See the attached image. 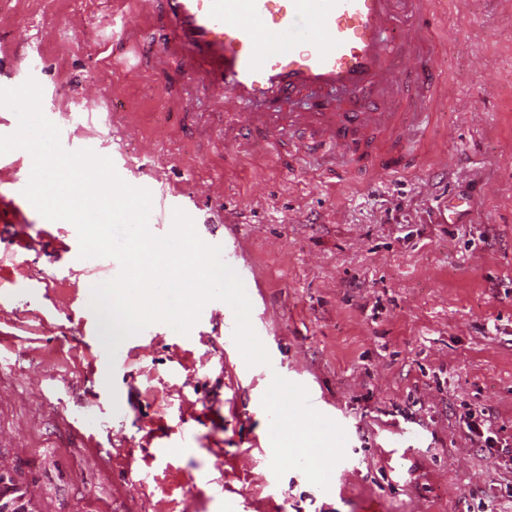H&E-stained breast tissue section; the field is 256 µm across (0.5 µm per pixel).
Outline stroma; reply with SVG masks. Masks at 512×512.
Instances as JSON below:
<instances>
[{
  "label": "stroma",
  "mask_w": 512,
  "mask_h": 512,
  "mask_svg": "<svg viewBox=\"0 0 512 512\" xmlns=\"http://www.w3.org/2000/svg\"><path fill=\"white\" fill-rule=\"evenodd\" d=\"M104 8L0 0V88L21 65L6 44L37 41L43 111L151 182L153 234L188 206L197 232L215 226L279 370L242 376L203 318L186 336L153 324L110 368L91 300L115 259L80 258L66 221L29 249L0 235V277L37 283L0 304V469L38 512H512V458L465 426L489 409L512 445V0H448L439 110L473 119L437 129L440 165L374 185L323 182L311 156L225 163L205 93L103 62ZM87 93L99 107L80 120ZM457 194L469 211L441 223ZM307 388L320 408H296ZM288 430L306 443L280 448Z\"/></svg>",
  "instance_id": "35a3bbf8"
}]
</instances>
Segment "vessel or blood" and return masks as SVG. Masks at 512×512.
<instances>
[{"instance_id": "obj_1", "label": "vessel or blood", "mask_w": 512, "mask_h": 512, "mask_svg": "<svg viewBox=\"0 0 512 512\" xmlns=\"http://www.w3.org/2000/svg\"><path fill=\"white\" fill-rule=\"evenodd\" d=\"M447 0H113L112 36L158 71L186 75L223 129L224 160L284 142L289 163L323 150L372 176L429 161L448 100L437 60Z\"/></svg>"}]
</instances>
